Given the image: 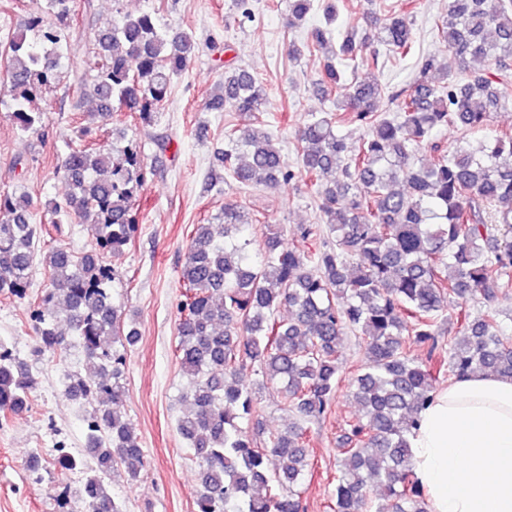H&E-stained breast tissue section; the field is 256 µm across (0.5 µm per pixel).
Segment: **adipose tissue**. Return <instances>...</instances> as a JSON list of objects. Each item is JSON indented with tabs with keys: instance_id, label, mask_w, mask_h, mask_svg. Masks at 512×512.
Here are the masks:
<instances>
[{
	"instance_id": "1",
	"label": "adipose tissue",
	"mask_w": 512,
	"mask_h": 512,
	"mask_svg": "<svg viewBox=\"0 0 512 512\" xmlns=\"http://www.w3.org/2000/svg\"><path fill=\"white\" fill-rule=\"evenodd\" d=\"M410 447L431 512H512V381L478 374L437 391Z\"/></svg>"
}]
</instances>
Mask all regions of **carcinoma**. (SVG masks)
<instances>
[{"instance_id": "cac0c4a2", "label": "carcinoma", "mask_w": 512, "mask_h": 512, "mask_svg": "<svg viewBox=\"0 0 512 512\" xmlns=\"http://www.w3.org/2000/svg\"><path fill=\"white\" fill-rule=\"evenodd\" d=\"M45 9L19 24L0 76L8 84L0 105L19 129L44 136L42 90L64 78L70 46L71 0H45ZM285 27L294 28L314 0H285ZM362 35L351 31L332 48L327 30L312 29L288 54L324 59L320 85L336 106L311 112L295 132L297 168L284 162L271 131L227 127V148L217 152L221 180L276 188L302 179L318 198L319 224L296 235L264 225L258 249L248 231L261 223L226 205L215 224H198L181 270L177 359L189 386L176 429L193 451L201 491L196 512H307L303 487L314 473L309 424L323 419L340 386L345 337L361 339V372L349 387L361 415L339 437L334 512H430L414 476L409 435L436 393L442 369L461 379L478 371L512 381V340L503 335L491 305L512 294V135L489 137L477 151L441 150L437 129H487L491 113L512 109V0H448L435 22L436 38L463 68L491 69L468 81L448 80L436 55L417 52L404 18L367 16ZM414 58L411 90L397 96L398 112L378 110L377 83L349 81L342 66L379 62L374 45ZM191 33L158 24L155 14L126 13L94 35L93 67L77 77L81 97L96 103L81 128L84 142L70 147L58 173L68 186L51 201L50 223L73 215L92 219L95 243L74 253L64 245L47 255L49 280L30 313L38 353H64L63 319L75 336L86 374L69 372L65 392L92 406L85 418V448L74 456L57 446V462L84 469L86 512H123L108 479L122 468L135 481L144 451L127 420L120 382L125 354L139 341L135 316L115 304L108 285V255L121 253L140 230L134 200L147 178L140 147L91 139L92 125L115 112L157 123L176 79L195 57ZM266 88L249 72L224 71L209 109L251 117L264 111ZM369 129L348 149L341 128L352 120ZM432 161L420 162L424 150ZM404 184L406 190H396ZM22 187L0 194V292L18 297L29 287L33 251L43 228L32 223ZM286 307L290 314L278 315ZM456 337L439 346L447 321ZM429 343L427 360L407 342ZM253 374L252 384L243 379ZM36 379L28 364L0 341V412L18 418L30 408ZM275 388L288 426L259 444L248 424L259 415L260 390Z\"/></svg>"}]
</instances>
